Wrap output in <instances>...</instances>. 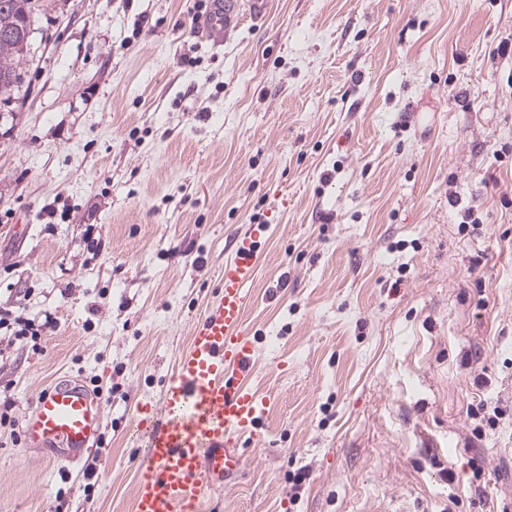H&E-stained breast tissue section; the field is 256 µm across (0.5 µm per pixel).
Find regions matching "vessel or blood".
I'll return each instance as SVG.
<instances>
[{"label": "vessel or blood", "mask_w": 512, "mask_h": 512, "mask_svg": "<svg viewBox=\"0 0 512 512\" xmlns=\"http://www.w3.org/2000/svg\"><path fill=\"white\" fill-rule=\"evenodd\" d=\"M265 8L266 0H212L196 28L220 45L235 18H257ZM265 232V225L254 224L234 239L217 300L194 325L160 407H136L134 423L147 434L148 451L137 469L135 512H199L217 484L238 468L241 439L255 438L270 406V394L248 383L257 350L244 325ZM100 420L97 397L63 381L37 397L22 432L29 447L62 446L67 460L76 462L93 450Z\"/></svg>", "instance_id": "b4317fda"}]
</instances>
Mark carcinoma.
<instances>
[{
    "mask_svg": "<svg viewBox=\"0 0 512 512\" xmlns=\"http://www.w3.org/2000/svg\"><path fill=\"white\" fill-rule=\"evenodd\" d=\"M36 0H0V101H8L22 80V65L30 56L26 19Z\"/></svg>",
    "mask_w": 512,
    "mask_h": 512,
    "instance_id": "cac0c4a2",
    "label": "carcinoma"
}]
</instances>
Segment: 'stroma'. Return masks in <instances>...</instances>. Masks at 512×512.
Returning <instances> with one entry per match:
<instances>
[{"label":"stroma","instance_id":"stroma-1","mask_svg":"<svg viewBox=\"0 0 512 512\" xmlns=\"http://www.w3.org/2000/svg\"><path fill=\"white\" fill-rule=\"evenodd\" d=\"M192 6L37 0L0 102V316L54 324L37 352L0 329V398L20 422L77 382L102 425L75 465L0 428V512H133L130 414L255 214L273 404L201 512H512V0H272L219 47Z\"/></svg>","mask_w":512,"mask_h":512}]
</instances>
